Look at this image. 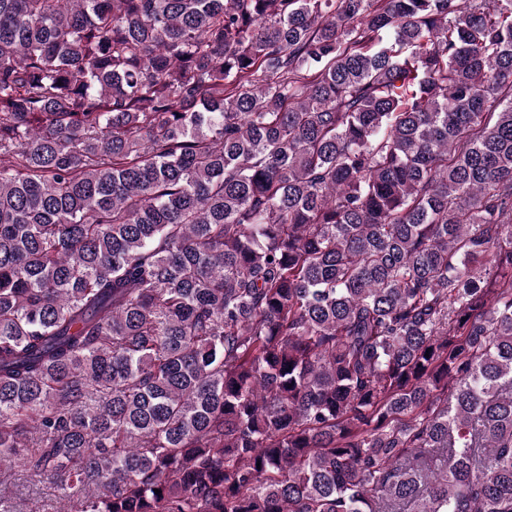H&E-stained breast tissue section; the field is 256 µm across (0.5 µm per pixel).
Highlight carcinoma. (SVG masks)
Segmentation results:
<instances>
[{
  "label": "carcinoma",
  "instance_id": "obj_1",
  "mask_svg": "<svg viewBox=\"0 0 512 512\" xmlns=\"http://www.w3.org/2000/svg\"><path fill=\"white\" fill-rule=\"evenodd\" d=\"M14 468L512 512V0H0Z\"/></svg>",
  "mask_w": 512,
  "mask_h": 512
}]
</instances>
